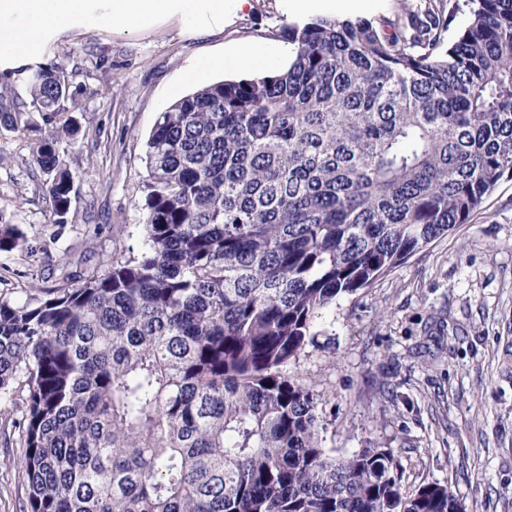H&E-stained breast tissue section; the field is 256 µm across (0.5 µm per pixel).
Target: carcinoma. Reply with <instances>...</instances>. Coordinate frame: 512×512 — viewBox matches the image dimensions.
I'll list each match as a JSON object with an SVG mask.
<instances>
[{
  "mask_svg": "<svg viewBox=\"0 0 512 512\" xmlns=\"http://www.w3.org/2000/svg\"><path fill=\"white\" fill-rule=\"evenodd\" d=\"M286 27L292 59L173 102L147 141L143 241L104 275L0 297V401L26 389L29 512H466L403 491L393 456L322 446L288 375L322 312L458 224L512 175V0ZM0 92L56 221L83 94L61 64ZM28 248L0 212V253Z\"/></svg>",
  "mask_w": 512,
  "mask_h": 512,
  "instance_id": "obj_1",
  "label": "carcinoma"
}]
</instances>
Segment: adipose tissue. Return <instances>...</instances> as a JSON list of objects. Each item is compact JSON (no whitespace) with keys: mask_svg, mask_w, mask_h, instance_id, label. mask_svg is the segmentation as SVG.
<instances>
[{"mask_svg":"<svg viewBox=\"0 0 512 512\" xmlns=\"http://www.w3.org/2000/svg\"><path fill=\"white\" fill-rule=\"evenodd\" d=\"M251 0H0V79L14 80L45 64L47 46L67 32L100 25L117 32L147 31L187 24L207 34L224 26L225 11L240 12ZM289 51H220L192 63L185 83L202 87L213 72L267 74L274 62H288Z\"/></svg>","mask_w":512,"mask_h":512,"instance_id":"1","label":"adipose tissue"}]
</instances>
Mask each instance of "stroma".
<instances>
[{
    "label": "stroma",
    "mask_w": 512,
    "mask_h": 512,
    "mask_svg": "<svg viewBox=\"0 0 512 512\" xmlns=\"http://www.w3.org/2000/svg\"><path fill=\"white\" fill-rule=\"evenodd\" d=\"M279 0H251L205 35L162 26H100L55 45L84 93L65 148L77 177L71 216L56 222L28 165L32 138L0 127V209L29 248L0 255V296L103 274L139 248L151 130L187 65L220 48L284 41ZM288 373L317 399L322 445L333 456L391 449L402 486H448L467 512H512V176L422 252L373 285L339 297ZM18 430L0 445V512H23L28 484Z\"/></svg>",
    "instance_id": "35a3bbf8"
}]
</instances>
